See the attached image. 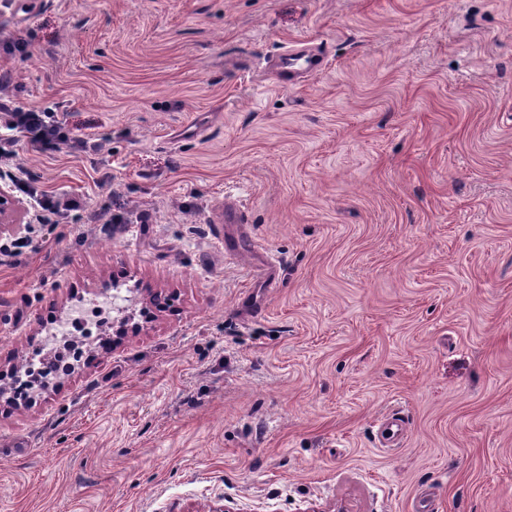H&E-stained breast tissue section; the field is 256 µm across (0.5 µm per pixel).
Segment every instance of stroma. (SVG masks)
Listing matches in <instances>:
<instances>
[{
  "label": "stroma",
  "instance_id": "stroma-1",
  "mask_svg": "<svg viewBox=\"0 0 512 512\" xmlns=\"http://www.w3.org/2000/svg\"><path fill=\"white\" fill-rule=\"evenodd\" d=\"M1 67L123 221L0 265V371L116 276L140 329L0 404V512H512V0H0ZM283 57V68L288 70V72L301 70L312 73L320 69L323 64V59L317 54L306 51L286 54Z\"/></svg>",
  "mask_w": 512,
  "mask_h": 512
}]
</instances>
